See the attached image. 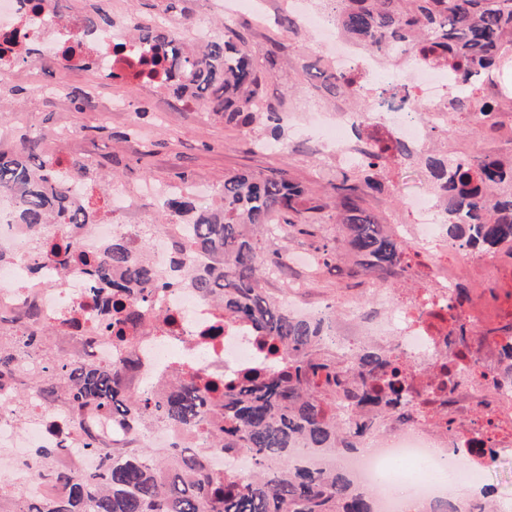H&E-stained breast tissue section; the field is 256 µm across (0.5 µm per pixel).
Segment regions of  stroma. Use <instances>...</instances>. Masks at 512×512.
Wrapping results in <instances>:
<instances>
[{"mask_svg": "<svg viewBox=\"0 0 512 512\" xmlns=\"http://www.w3.org/2000/svg\"><path fill=\"white\" fill-rule=\"evenodd\" d=\"M168 0H59L58 9L66 16L91 17L109 24L126 18L146 22L159 14H168L178 33L189 35L194 19L208 18L213 29H220L224 18L211 0H179L176 10L166 12ZM288 8V0H254L255 19H240L238 28L248 39L254 59H263L273 44L285 50L266 86L271 102L286 100L297 117H304L308 95L313 89L300 74L303 63L326 67L311 35L294 36L277 28L274 18ZM62 83L70 93L65 102L35 92L36 84ZM131 101L134 112L102 115L100 101ZM79 129L78 139L54 142L52 134L63 126ZM8 135L0 139V148L9 149L21 138L40 137L43 152H62L73 159L94 161L97 178L136 188L147 180L206 183L221 188L224 177L233 172L275 175L286 172L288 178L313 193H321L335 180L336 166L327 164L315 151L312 141L295 131L285 134L284 151L269 152L262 144L270 137L260 123L229 125L217 112L188 109L173 89L156 92L121 81L101 84L93 71H72L55 63H43L21 73L16 80L0 82V129ZM355 257L343 253L339 264L322 265L313 275L292 266L294 277L308 276L304 302L317 305L345 297L357 300L361 290L357 280L345 277V269L354 267ZM469 276L482 283L484 316L500 314L512 298V259L502 260L498 270L488 271L480 263L472 264Z\"/></svg>", "mask_w": 512, "mask_h": 512, "instance_id": "obj_1", "label": "stroma"}]
</instances>
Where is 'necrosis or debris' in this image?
<instances>
[{"instance_id": "1", "label": "necrosis or debris", "mask_w": 512, "mask_h": 512, "mask_svg": "<svg viewBox=\"0 0 512 512\" xmlns=\"http://www.w3.org/2000/svg\"><path fill=\"white\" fill-rule=\"evenodd\" d=\"M289 6L318 33L321 52L332 61L334 71L354 78L357 96L370 97L380 87L394 85L401 95L428 107L425 121L413 118L405 107L333 114L313 108L305 130L328 161L346 169L361 162L365 145L352 134L362 126L424 147L433 130L447 125L448 98L455 89L451 70L406 65L378 73L352 40L337 33L331 15L314 0H290ZM14 30L24 37L12 53L0 58L1 77L19 74L54 56L60 46L78 42L83 54L73 60V67L94 69L102 83L123 80L147 89L157 85L141 65L151 53L149 44L128 42L121 53H113L121 26L91 31L75 20L62 22L50 0L38 13L29 11L25 0H0V32ZM185 191L202 196L209 189L196 185L185 190L153 181L134 191L110 185L93 221L75 229V244L85 252H102L119 235L134 249L142 239L151 243L148 262L159 282L140 303L142 325L134 339L119 345L97 328L99 302L82 270L63 266L52 257L30 265L31 244L15 222L16 199L1 190L0 252L7 259L0 262V317L37 304L76 362L108 367L127 357L134 359L137 371L132 386L137 390L159 393L178 382L229 381L253 368L273 370L265 338L251 323L221 321L213 301L198 297L184 278L169 279L173 240L190 236V227L175 218L162 227L134 219L143 202H163ZM407 206L414 222L397 232L416 247L411 259L388 278L390 301L366 316L343 300L317 307L311 315L322 321L339 364L348 365L357 350L372 343L398 357L415 387L429 395L423 401L408 396L400 420L367 413L356 450L336 457V469L354 486L370 489L373 512H404L395 492L399 486L432 499L442 494L457 497L460 484L472 489L468 497H457L461 512H477L489 500L496 512H512V494L491 496L485 484L489 471L512 461V309L501 313L498 332H489L477 307L480 290L465 279L477 253L458 247L452 262L435 260L434 248L449 246L446 214L436 194H419ZM408 275L421 280V287L403 291L400 283ZM460 285L467 295L460 308L470 326L463 337L458 336L452 317L455 289ZM16 395L15 386L0 385V474L9 479L0 494L15 500L36 489L48 492V485L37 486L32 480V454L38 448L55 449L60 460L81 472L96 467L95 456L74 446L79 421L64 400L49 404L35 392L20 413ZM95 428L100 440L117 447L136 437L156 448H203L206 435L202 426L185 430L148 425L134 430L126 419L108 413L96 418ZM203 450L210 469L220 475L239 476L254 468L250 454Z\"/></svg>"}]
</instances>
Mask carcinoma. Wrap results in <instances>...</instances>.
Masks as SVG:
<instances>
[{
  "label": "carcinoma",
  "mask_w": 512,
  "mask_h": 512,
  "mask_svg": "<svg viewBox=\"0 0 512 512\" xmlns=\"http://www.w3.org/2000/svg\"><path fill=\"white\" fill-rule=\"evenodd\" d=\"M333 20L338 32L373 55L393 64L447 66L456 72L461 96L448 101V128L465 116L474 128H493L498 113L512 112V94L501 89L488 98L477 75L495 76L512 59V0H336ZM297 35L300 19L288 12L275 19ZM139 37L152 44L144 60L162 69L166 87L191 96L228 123L250 125L258 119L274 123L281 143L282 110L265 97V84L284 49L274 45L261 65L249 55L247 39L232 26L210 41L184 46L181 37L162 26L144 24ZM317 79L313 87L326 95L348 93L354 80L332 69L302 65ZM38 143L24 140L0 151V189L19 201L17 223L32 240L29 259L51 256L79 267L91 277L93 292L107 294L102 326L128 341L141 326L140 308L152 283L146 253L133 254L115 237L101 254L75 253L68 232L56 231L67 206L60 186L39 158ZM419 157L421 173L447 214L448 235L464 247L491 258L505 250L512 255V161L472 150L457 159L416 151L388 137L366 151L360 167L340 173L333 193L309 198L286 175L234 174L224 178L219 206L199 209L186 197L168 202L175 214L190 216L192 238L174 246L171 271L183 275L206 300H215L224 317L252 323L268 337V351L280 356L278 369L263 375L246 372L237 384L211 382L201 394L181 383L162 394L135 393L129 380L137 365L128 358L109 368L70 361L54 350L51 325L40 310L28 307L9 319L0 318V380L14 377L16 362L30 355L44 362L42 378L32 385L51 402L67 392L76 415L116 406L137 428L145 424L191 425L210 402L211 446L226 453L247 452L255 468L239 478L215 475L202 453L175 449L156 453L129 442L103 453L96 470L78 474L55 464L52 448L33 463L37 479L53 483L51 498L31 493L14 508L19 512H371L368 500L330 467L293 465V450L355 447L360 421L371 408L401 418L399 405L408 386L396 359L385 350L364 346L353 358L350 377L336 374L319 345L321 322L294 316L267 291V283L287 270L280 240L268 234L276 224L289 235L314 236L315 215L328 214L336 235L318 249L323 262L337 259L342 246L359 257L347 276L370 274L384 280L400 267L407 243L387 232L365 199L384 191V160ZM192 250L213 254V264L187 266ZM341 390L354 412L336 421Z\"/></svg>",
  "instance_id": "cac0c4a2"
}]
</instances>
